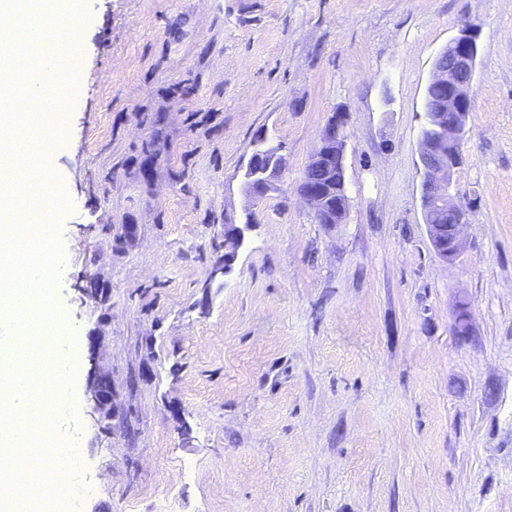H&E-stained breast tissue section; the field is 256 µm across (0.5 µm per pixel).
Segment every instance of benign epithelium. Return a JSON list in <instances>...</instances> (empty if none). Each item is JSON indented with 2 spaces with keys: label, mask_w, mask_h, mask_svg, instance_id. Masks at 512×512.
I'll return each mask as SVG.
<instances>
[{
  "label": "benign epithelium",
  "mask_w": 512,
  "mask_h": 512,
  "mask_svg": "<svg viewBox=\"0 0 512 512\" xmlns=\"http://www.w3.org/2000/svg\"><path fill=\"white\" fill-rule=\"evenodd\" d=\"M448 62L436 59L429 86L446 93L442 102L426 106L419 151L423 169L422 206L429 239L436 253L447 262L460 255L467 226V210L458 200L454 180L462 165L461 144L472 111L471 85L479 52L478 33L469 26L448 42ZM266 144V162L247 176L242 190L250 203L244 224L224 225V243L233 251L224 254V270L231 268L235 250L244 242L245 231L255 223V209L278 190L282 175L288 170V158L281 147ZM348 134L345 110H337L319 133V148L311 155L297 190L309 205L315 223L342 224L345 222L349 199L346 189L345 158ZM111 381L108 376L95 375L90 392L96 411H101L109 397Z\"/></svg>",
  "instance_id": "obj_1"
}]
</instances>
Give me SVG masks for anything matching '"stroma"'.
<instances>
[{
	"mask_svg": "<svg viewBox=\"0 0 512 512\" xmlns=\"http://www.w3.org/2000/svg\"><path fill=\"white\" fill-rule=\"evenodd\" d=\"M79 5L48 161L68 201L49 220L80 355L81 512H512V0ZM465 24L481 50L448 263L424 224L419 139L435 60ZM340 107L349 209L331 226L296 188ZM262 132L288 170L224 273ZM87 277L105 304L80 300Z\"/></svg>",
	"mask_w": 512,
	"mask_h": 512,
	"instance_id": "stroma-1",
	"label": "stroma"
}]
</instances>
